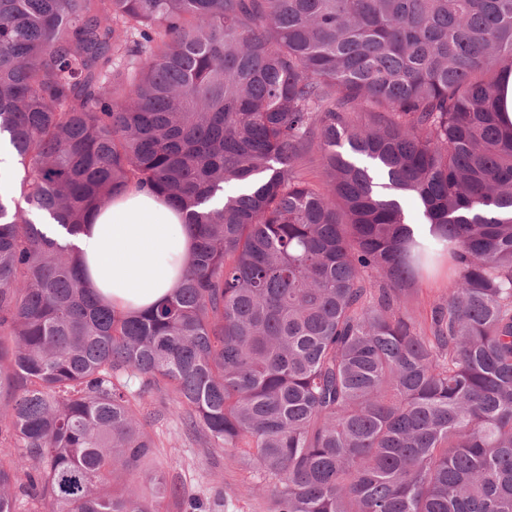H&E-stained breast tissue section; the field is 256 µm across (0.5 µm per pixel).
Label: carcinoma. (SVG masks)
I'll return each instance as SVG.
<instances>
[{"instance_id": "cac0c4a2", "label": "carcinoma", "mask_w": 512, "mask_h": 512, "mask_svg": "<svg viewBox=\"0 0 512 512\" xmlns=\"http://www.w3.org/2000/svg\"><path fill=\"white\" fill-rule=\"evenodd\" d=\"M511 77L512 0H0V512H161L147 396L273 512H512ZM133 186L196 246L130 313L54 226ZM452 279L448 257L439 256L411 281L406 290L407 307L424 328L430 324L431 307L448 295Z\"/></svg>"}]
</instances>
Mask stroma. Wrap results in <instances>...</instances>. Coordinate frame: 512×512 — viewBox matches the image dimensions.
I'll return each mask as SVG.
<instances>
[{"label": "stroma", "instance_id": "1", "mask_svg": "<svg viewBox=\"0 0 512 512\" xmlns=\"http://www.w3.org/2000/svg\"><path fill=\"white\" fill-rule=\"evenodd\" d=\"M453 268L447 257L435 258L410 283L406 291L407 307L422 326H429L431 308L448 294ZM154 398H144L138 407L157 446V461L169 492L161 503V512H182V499L195 496L206 500L211 512H270L268 492L241 496L238 489L249 478L243 463H232L222 449L202 450L177 416H156Z\"/></svg>", "mask_w": 512, "mask_h": 512}]
</instances>
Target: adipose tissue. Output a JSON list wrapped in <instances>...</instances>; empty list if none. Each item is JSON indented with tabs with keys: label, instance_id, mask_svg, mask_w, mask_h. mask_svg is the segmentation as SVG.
<instances>
[{
	"label": "adipose tissue",
	"instance_id": "adipose-tissue-1",
	"mask_svg": "<svg viewBox=\"0 0 512 512\" xmlns=\"http://www.w3.org/2000/svg\"><path fill=\"white\" fill-rule=\"evenodd\" d=\"M77 244L86 283L99 300L139 311L179 287L194 237L185 213L160 195L134 188L84 225Z\"/></svg>",
	"mask_w": 512,
	"mask_h": 512
}]
</instances>
